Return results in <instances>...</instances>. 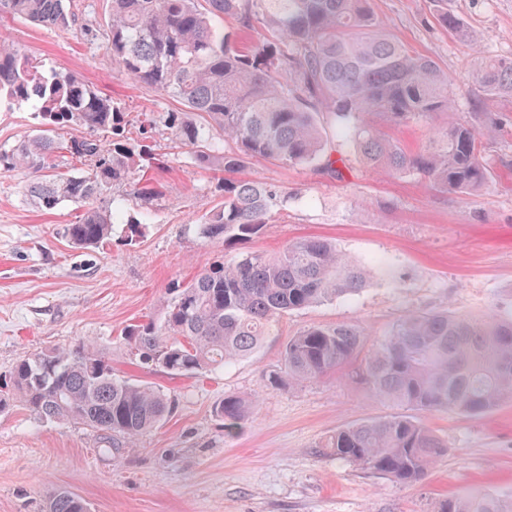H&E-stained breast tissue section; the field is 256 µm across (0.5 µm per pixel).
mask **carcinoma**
Wrapping results in <instances>:
<instances>
[{"label": "carcinoma", "instance_id": "1", "mask_svg": "<svg viewBox=\"0 0 512 512\" xmlns=\"http://www.w3.org/2000/svg\"><path fill=\"white\" fill-rule=\"evenodd\" d=\"M434 2L439 23L474 52L481 98H512V57L484 53L447 0ZM91 7L89 0H0V17L55 30L78 26L104 41L125 74L182 108L145 115L139 136L131 137L121 103L0 39V103L34 102L45 126L0 150V170L41 172L68 160V171L30 182L25 197L47 211L81 204L80 219L65 230L75 246L110 239L120 217L107 200L113 187H133L145 201L162 195L163 166L148 143L159 122L214 174L221 203L203 218L200 234L226 245L261 235L288 203L280 187L237 177L250 160L343 177L328 151L330 126L371 169L424 178L441 192H478L489 184L483 144L493 137L491 126L453 122L416 151L384 132L385 125L452 113L456 99L448 73L390 38L368 0H110L102 28L89 23ZM71 125L88 135L55 138L56 130ZM372 281V268L333 242L300 239L272 255L242 252L177 284L163 320L132 325L126 336L145 362L172 375H198L254 354L277 318L357 294ZM364 344L351 323L309 326L288 339L283 366L268 381L281 388L319 378ZM362 380L397 411L337 430L322 450L400 483L417 482L447 454L448 443L404 410L477 416L512 400V316L493 309L481 316L409 312L368 351ZM20 405L42 420L85 425L118 448L157 428L172 400L154 386L117 376L100 351L76 345L18 358L0 378V412ZM250 410L237 396L217 408L230 432ZM42 512H88V504L58 489ZM436 512H512V500L448 498Z\"/></svg>", "mask_w": 512, "mask_h": 512}]
</instances>
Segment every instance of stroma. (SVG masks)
Instances as JSON below:
<instances>
[{
  "mask_svg": "<svg viewBox=\"0 0 512 512\" xmlns=\"http://www.w3.org/2000/svg\"><path fill=\"white\" fill-rule=\"evenodd\" d=\"M369 7L391 38L439 63L457 102L454 116L436 112L389 127V135L415 150L449 119L495 123L483 147L488 186L438 192L427 180L369 169L346 142L335 145V157L345 162L340 181L305 167L250 161L243 177L280 186L288 205L245 249L272 254L300 238H327L374 266V282L359 294L280 317L252 356L187 377L140 361L122 332L161 320L174 284L236 254V247L199 234L200 221L219 203L212 172L156 130L152 143L166 165L167 189L148 204L131 187H113L123 221L99 249L73 247L64 233L78 221L79 205L37 209L24 199L33 172H0V373L23 354L81 343L105 353L117 375L173 400L159 427L111 451L85 426L43 422L21 408L0 413V512H40L58 489L78 494L91 512H434L463 493L512 497V400L479 416L416 413L447 440L448 454L419 482L401 484L320 448L336 430L391 412L360 380L362 358L290 388L267 381L281 367L288 339L311 325L349 322L374 341L410 311L512 313V99L478 96L470 49L439 23L431 0H369ZM448 7L478 33L483 49L512 56V0H448ZM0 38L121 102L131 127L142 113L176 106L123 73L104 44L86 43L77 30L6 16ZM41 127L31 104L0 105V148ZM130 221L143 224L132 245L125 240ZM231 395L252 404L233 434L216 413Z\"/></svg>",
  "mask_w": 512,
  "mask_h": 512,
  "instance_id": "1",
  "label": "stroma"
}]
</instances>
